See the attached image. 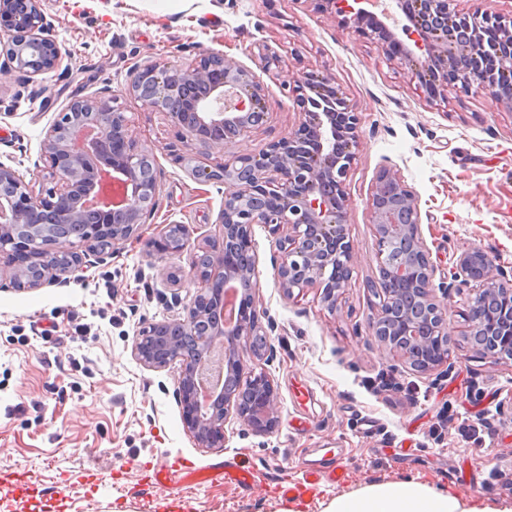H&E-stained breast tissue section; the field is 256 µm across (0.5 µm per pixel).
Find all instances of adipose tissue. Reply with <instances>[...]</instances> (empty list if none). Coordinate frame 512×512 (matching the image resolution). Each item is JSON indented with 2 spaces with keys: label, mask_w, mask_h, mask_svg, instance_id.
I'll return each mask as SVG.
<instances>
[{
  "label": "adipose tissue",
  "mask_w": 512,
  "mask_h": 512,
  "mask_svg": "<svg viewBox=\"0 0 512 512\" xmlns=\"http://www.w3.org/2000/svg\"><path fill=\"white\" fill-rule=\"evenodd\" d=\"M323 512H512V500L493 502L414 480L381 481L331 498Z\"/></svg>",
  "instance_id": "adipose-tissue-1"
}]
</instances>
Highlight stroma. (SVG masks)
Wrapping results in <instances>:
<instances>
[{
	"mask_svg": "<svg viewBox=\"0 0 512 512\" xmlns=\"http://www.w3.org/2000/svg\"><path fill=\"white\" fill-rule=\"evenodd\" d=\"M67 64L38 87L0 71V163L33 191L46 129L72 96L109 90L141 146L153 147L160 185L139 236L106 249L69 282L0 288V512H283L276 486L334 450L345 482L298 499L322 512L329 498L372 481L419 480L494 499L512 498V360L495 362L467 338L472 292L453 288L459 256L478 249L512 270V114L484 92L428 102L408 67L387 61L352 21L317 0H43ZM246 67L266 56V120L225 159L288 136L300 116L288 78L335 79L361 117L347 178L354 270L335 309L317 289L278 287L275 238L254 225L259 299L271 359L258 363L279 394V424L257 434L226 425L224 447H196L175 394L180 369L151 370L132 354L140 327L183 314L202 283L190 255L218 237L224 187L174 160L175 128L126 93L136 66L190 63L210 50ZM397 170L417 194L421 233L448 292L450 355L413 370L371 334L379 278L369 211L372 184ZM167 224L189 229L185 252L149 242ZM177 274L166 281L161 268ZM182 457L205 466L247 461L253 490L216 483L176 493L151 485L153 467ZM477 485L456 481L458 470Z\"/></svg>",
	"mask_w": 512,
	"mask_h": 512,
	"instance_id": "1",
	"label": "stroma"
}]
</instances>
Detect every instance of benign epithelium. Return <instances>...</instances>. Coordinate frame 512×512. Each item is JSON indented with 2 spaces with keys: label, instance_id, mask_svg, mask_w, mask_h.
Masks as SVG:
<instances>
[{
  "label": "benign epithelium",
  "instance_id": "benign-epithelium-1",
  "mask_svg": "<svg viewBox=\"0 0 512 512\" xmlns=\"http://www.w3.org/2000/svg\"><path fill=\"white\" fill-rule=\"evenodd\" d=\"M358 23L375 0H322ZM402 13L398 38L384 23ZM384 20L360 28L386 59L414 66L419 83L431 82L434 97L448 90L488 93L512 111V97L499 91L512 75V27L476 0L466 10L456 0H390ZM64 55L44 13L42 0H0V70H17L42 83L59 70ZM302 116L288 136L257 154L192 167L196 179L224 184L221 233L191 268L204 283L183 317L155 322L137 333L132 353L142 365L164 369L179 364L176 398L184 430L199 448H222L229 415L251 431L269 434L278 425L277 387L255 361L270 351L256 300L258 262L252 252L256 224L276 236L278 287H319L322 302L336 307L351 277L346 181L356 159L361 118L335 80L315 84L302 75L282 85ZM143 110L164 112L187 147L222 153L249 136L266 116V91L256 72L211 50L183 67L148 62L136 67L127 86ZM44 175L53 186L36 194L16 171L0 163V254L25 255L28 263L10 276L15 289L38 288L81 270L90 253L74 250L65 229L76 226L82 242L112 247L138 236L158 195L154 149L139 147L124 113L105 96L75 97L47 129ZM379 280V298L370 328L392 352L420 372L448 359L447 304L437 299L436 265L423 240L418 196L391 168L382 169L369 197ZM188 230L169 224L149 243L160 254L184 250ZM472 287L471 336L484 338L482 352L512 359V307L500 314L501 332L487 333L483 312L512 299V272L494 269L483 251L458 261ZM218 353L235 387L208 389L201 380L204 359Z\"/></svg>",
  "mask_w": 512,
  "mask_h": 512
}]
</instances>
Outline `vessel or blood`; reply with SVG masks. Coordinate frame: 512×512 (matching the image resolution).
Wrapping results in <instances>:
<instances>
[{"instance_id":"obj_1","label":"vessel or blood","mask_w":512,"mask_h":512,"mask_svg":"<svg viewBox=\"0 0 512 512\" xmlns=\"http://www.w3.org/2000/svg\"><path fill=\"white\" fill-rule=\"evenodd\" d=\"M344 479L343 465H319L308 468L299 481L282 482L278 490L284 495L312 497L318 493L323 482L339 483ZM152 480L155 484L169 486L180 484L201 486L221 481L248 490L255 484L256 473L250 465L235 461H222L204 468L196 467L189 462L176 469L165 464L160 465L154 468Z\"/></svg>"}]
</instances>
